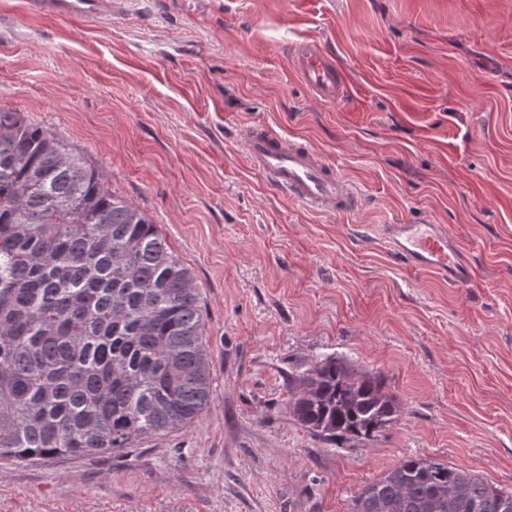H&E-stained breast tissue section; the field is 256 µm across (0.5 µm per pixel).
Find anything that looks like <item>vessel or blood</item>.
Segmentation results:
<instances>
[{"mask_svg": "<svg viewBox=\"0 0 512 512\" xmlns=\"http://www.w3.org/2000/svg\"><path fill=\"white\" fill-rule=\"evenodd\" d=\"M121 0H23L29 15H48L97 23L111 19ZM297 77L324 101L347 98L342 68L309 44H300L292 56ZM248 161L269 185L288 199L324 211H349L356 200L323 155L309 142L285 139L257 124L244 136ZM384 235L392 254L417 271L438 274L448 284L469 281L474 270L447 232L436 224H388Z\"/></svg>", "mask_w": 512, "mask_h": 512, "instance_id": "1", "label": "vessel or blood"}]
</instances>
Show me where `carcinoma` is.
<instances>
[{"label":"carcinoma","mask_w":512,"mask_h":512,"mask_svg":"<svg viewBox=\"0 0 512 512\" xmlns=\"http://www.w3.org/2000/svg\"><path fill=\"white\" fill-rule=\"evenodd\" d=\"M292 413L324 440L371 438L401 408L334 357ZM212 393L199 288L142 212L70 144L0 108V460L94 457L193 422ZM512 512V490L429 457L365 485L350 512Z\"/></svg>","instance_id":"1"}]
</instances>
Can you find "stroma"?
Masks as SVG:
<instances>
[{"label": "stroma", "instance_id": "stroma-1", "mask_svg": "<svg viewBox=\"0 0 512 512\" xmlns=\"http://www.w3.org/2000/svg\"><path fill=\"white\" fill-rule=\"evenodd\" d=\"M0 0V108L83 152L191 269L212 395L120 454L0 465V512H348L409 456L512 489V0H131L87 27ZM309 42L351 87L318 100ZM308 140L358 198L302 207L250 166L245 130ZM437 224L474 275L394 258L384 224ZM333 356L401 414L316 437L293 378ZM291 61L297 77L319 99L335 102L348 97L342 68L320 49L301 43Z\"/></svg>", "mask_w": 512, "mask_h": 512}]
</instances>
